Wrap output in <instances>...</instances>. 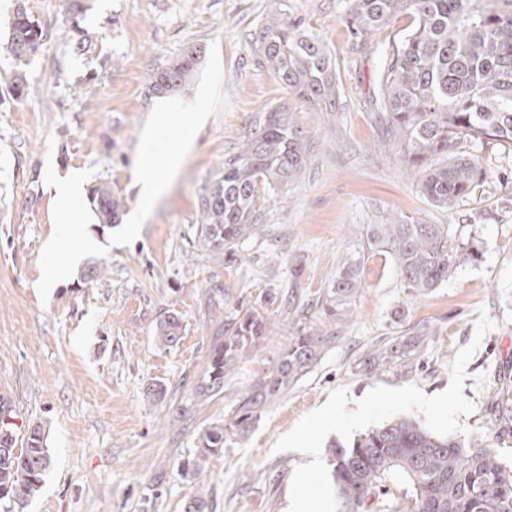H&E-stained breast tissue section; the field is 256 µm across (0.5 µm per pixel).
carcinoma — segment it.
I'll return each instance as SVG.
<instances>
[{
	"label": "carcinoma",
	"instance_id": "obj_1",
	"mask_svg": "<svg viewBox=\"0 0 512 512\" xmlns=\"http://www.w3.org/2000/svg\"><path fill=\"white\" fill-rule=\"evenodd\" d=\"M338 7L362 49L395 17L413 20L408 35L387 51L375 118L387 126L388 135L376 148L399 157L432 205H456L487 178L481 156L463 153L461 144L512 147V0H338ZM43 40L24 0H18L0 52L22 60L36 53ZM254 53L299 100L322 112L336 111V64L288 9L263 23ZM198 64L196 54L172 60L152 75V90L183 89ZM308 158L307 143L288 105L260 113L239 151L224 159L198 194L197 243L220 260L235 261L240 244L262 232L256 210L259 189L279 192L290 187ZM89 202L99 223H121L123 203L109 183L95 184ZM462 250L443 224L398 215L385 224L367 225L321 295L325 329L302 328L289 337L265 374L237 394L228 422L200 431L196 454L182 466L184 473L200 478L209 457L246 436L262 412L336 343V327L352 315L363 266L373 254H389L405 287L425 295L448 280ZM268 323L257 310H246L214 346L195 394L223 393ZM154 335L158 343L177 347L182 339L179 316L169 312L161 317ZM425 336L420 331L412 341L384 343L366 356L364 366L377 370L408 356ZM11 419L10 410L0 407V503L3 512H23L39 492L51 458L39 427L31 428L23 447L16 448ZM328 457L346 512H359L377 488L387 492L386 480L394 473L407 478L415 512H512V467L503 465L489 445L439 436L410 419L398 418L347 445L335 444Z\"/></svg>",
	"mask_w": 512,
	"mask_h": 512
}]
</instances>
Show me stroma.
Returning a JSON list of instances; mask_svg holds the SVG:
<instances>
[{
    "instance_id": "stroma-1",
    "label": "stroma",
    "mask_w": 512,
    "mask_h": 512,
    "mask_svg": "<svg viewBox=\"0 0 512 512\" xmlns=\"http://www.w3.org/2000/svg\"><path fill=\"white\" fill-rule=\"evenodd\" d=\"M287 4L336 62L340 97L323 112L288 93L259 66L262 21ZM71 15L64 0H26L46 39L25 61L0 54V401L17 438L42 426L52 458L27 512H185L204 492L209 512H287L295 468L305 457L273 453L275 440L324 404L331 391L361 398L379 385L449 384V365L473 338L480 312L495 323L470 360L460 415L463 442L481 440L512 465V432L497 426L499 388L512 376V148L489 147L487 172L458 205H431L399 161L373 150L382 135L373 114L383 53L410 30V17L380 29L370 48L354 45L336 0H86ZM219 41L223 66L217 108L200 129L177 177L138 237L85 258L41 301L40 256L53 233L54 172L82 169L87 186L104 180L131 215L140 187L138 135L159 94L150 77L192 50ZM24 72L28 93L10 92ZM287 103L306 137L298 182L261 191L263 231L243 245L247 262L218 263L194 245L198 192L254 128L260 112ZM403 214L445 224L464 244L447 281L427 295L405 288L385 253L372 256L350 321L311 371L262 413L242 439L208 458L199 480L181 475L203 427L225 422L237 390L252 385L299 328L322 327L319 297L362 228ZM104 267L90 281L86 266ZM221 283L222 316L202 302ZM271 323L223 394L194 399L210 347L240 308ZM181 315L178 347L160 346V316ZM431 329L420 350L372 374L361 367L376 344ZM165 388L150 400V384Z\"/></svg>"
}]
</instances>
